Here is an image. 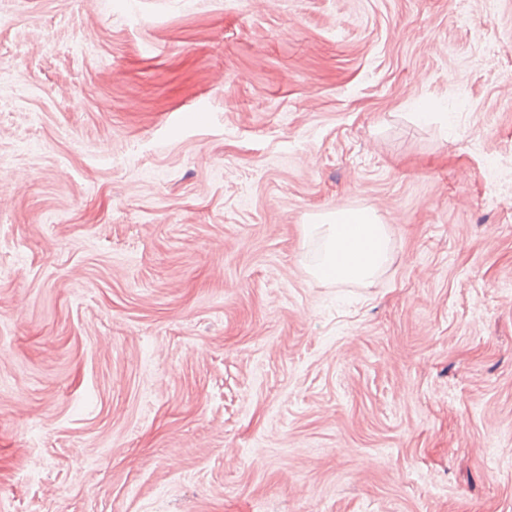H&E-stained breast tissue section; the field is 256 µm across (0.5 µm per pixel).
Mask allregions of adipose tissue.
Segmentation results:
<instances>
[{
    "mask_svg": "<svg viewBox=\"0 0 512 512\" xmlns=\"http://www.w3.org/2000/svg\"><path fill=\"white\" fill-rule=\"evenodd\" d=\"M307 232L322 241L314 272L325 279L368 282L388 257L386 227L367 209L327 213L321 223L309 225Z\"/></svg>",
    "mask_w": 512,
    "mask_h": 512,
    "instance_id": "obj_1",
    "label": "adipose tissue"
}]
</instances>
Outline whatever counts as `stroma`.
I'll return each mask as SVG.
<instances>
[{"instance_id":"stroma-1","label":"stroma","mask_w":512,"mask_h":512,"mask_svg":"<svg viewBox=\"0 0 512 512\" xmlns=\"http://www.w3.org/2000/svg\"><path fill=\"white\" fill-rule=\"evenodd\" d=\"M509 67L512 0H0V512H512ZM321 224H309L307 233L322 241L314 272L337 283H366L383 267L389 238L384 224L370 210H336ZM356 228L357 233H352ZM330 280V279H329Z\"/></svg>"}]
</instances>
